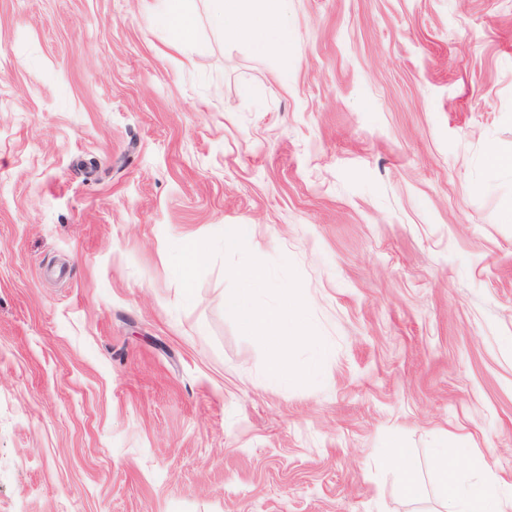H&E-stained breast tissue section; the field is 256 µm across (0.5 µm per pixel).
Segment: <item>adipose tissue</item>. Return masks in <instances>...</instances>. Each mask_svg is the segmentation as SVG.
<instances>
[{
    "mask_svg": "<svg viewBox=\"0 0 512 512\" xmlns=\"http://www.w3.org/2000/svg\"><path fill=\"white\" fill-rule=\"evenodd\" d=\"M146 13L161 20L169 30V45L178 49L192 36L195 21L185 0H142ZM209 26L226 38H247L256 49L269 43L288 48L294 31L288 21V0H207ZM441 512H512V494L492 469H485L475 480L464 482L447 452L434 458Z\"/></svg>",
    "mask_w": 512,
    "mask_h": 512,
    "instance_id": "ef3b65f1",
    "label": "adipose tissue"
}]
</instances>
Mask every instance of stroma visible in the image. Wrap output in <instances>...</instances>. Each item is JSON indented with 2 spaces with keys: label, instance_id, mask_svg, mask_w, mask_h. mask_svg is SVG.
<instances>
[{
  "label": "stroma",
  "instance_id": "1",
  "mask_svg": "<svg viewBox=\"0 0 512 512\" xmlns=\"http://www.w3.org/2000/svg\"><path fill=\"white\" fill-rule=\"evenodd\" d=\"M188 5L176 52L141 0H0V512H435L441 448L512 485V0H291L262 54ZM226 224L297 271L315 383L227 256L185 299ZM393 452L401 461L403 473V489L407 494H413L416 491V461L406 448L396 446L393 448Z\"/></svg>",
  "mask_w": 512,
  "mask_h": 512
}]
</instances>
